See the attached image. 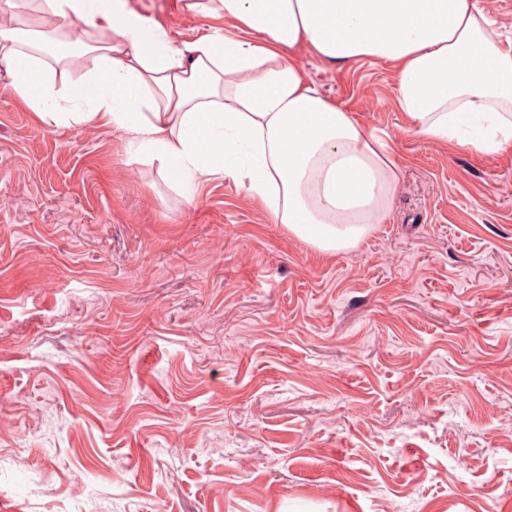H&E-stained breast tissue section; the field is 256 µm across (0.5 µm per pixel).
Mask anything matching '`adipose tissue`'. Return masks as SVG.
Returning a JSON list of instances; mask_svg holds the SVG:
<instances>
[{"label": "adipose tissue", "instance_id": "ef3b65f1", "mask_svg": "<svg viewBox=\"0 0 512 512\" xmlns=\"http://www.w3.org/2000/svg\"><path fill=\"white\" fill-rule=\"evenodd\" d=\"M225 31L173 46L128 0H0V61L45 125L97 123L186 197L218 176L247 184L274 223L327 255L383 223L400 178L387 143L300 67L363 59L393 69L423 138L512 150V40L480 0H191ZM82 24L93 69L58 83L52 33Z\"/></svg>", "mask_w": 512, "mask_h": 512}]
</instances>
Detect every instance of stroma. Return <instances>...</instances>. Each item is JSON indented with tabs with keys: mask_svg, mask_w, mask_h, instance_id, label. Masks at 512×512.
Returning <instances> with one entry per match:
<instances>
[{
	"mask_svg": "<svg viewBox=\"0 0 512 512\" xmlns=\"http://www.w3.org/2000/svg\"><path fill=\"white\" fill-rule=\"evenodd\" d=\"M129 2L177 46L224 26ZM301 64L401 171L334 256L0 68V512H512V150L415 134L388 64Z\"/></svg>",
	"mask_w": 512,
	"mask_h": 512,
	"instance_id": "35a3bbf8",
	"label": "stroma"
}]
</instances>
